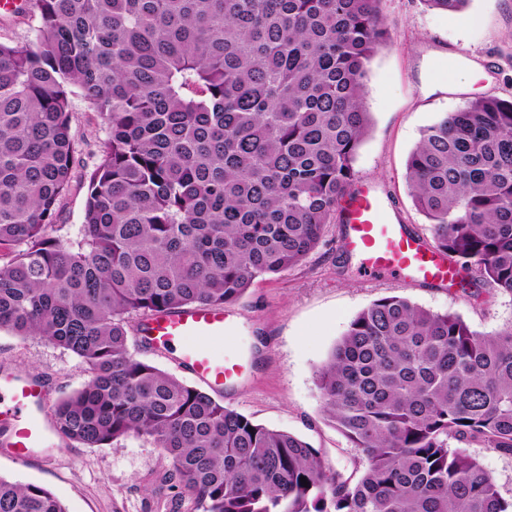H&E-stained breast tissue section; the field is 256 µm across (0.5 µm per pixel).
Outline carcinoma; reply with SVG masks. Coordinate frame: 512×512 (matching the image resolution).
Here are the masks:
<instances>
[{
	"label": "carcinoma",
	"mask_w": 512,
	"mask_h": 512,
	"mask_svg": "<svg viewBox=\"0 0 512 512\" xmlns=\"http://www.w3.org/2000/svg\"><path fill=\"white\" fill-rule=\"evenodd\" d=\"M456 14L470 0H423ZM0 42V330L81 358L49 408L85 448L152 440L172 512H512L467 446L512 455V325L478 333L401 296L360 311L317 371L351 472L139 359L131 321L237 302L342 219L370 129L381 0H26ZM106 126L82 235L58 234L75 166L71 97ZM406 179L434 248L512 294V100L429 126ZM306 477L303 486L300 477ZM0 512H67L0 476ZM37 19L24 13L0 11V42L24 46L34 38Z\"/></svg>",
	"instance_id": "cac0c4a2"
}]
</instances>
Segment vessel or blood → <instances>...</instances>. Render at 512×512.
I'll return each instance as SVG.
<instances>
[{"instance_id": "b4317fda", "label": "vessel or blood", "mask_w": 512, "mask_h": 512, "mask_svg": "<svg viewBox=\"0 0 512 512\" xmlns=\"http://www.w3.org/2000/svg\"><path fill=\"white\" fill-rule=\"evenodd\" d=\"M343 244L357 253L364 270L398 280L444 284L452 281L448 261L419 235L388 216L375 189L352 193L343 209ZM223 309L187 307L148 320L142 330L147 346L176 352L182 366L215 390L239 373L238 363L217 357L211 345L232 334ZM49 396L39 381L18 375L0 376V403L6 407L9 445L17 462L30 459L48 430Z\"/></svg>"}]
</instances>
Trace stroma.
Segmentation results:
<instances>
[{
    "label": "stroma",
    "instance_id": "1",
    "mask_svg": "<svg viewBox=\"0 0 512 512\" xmlns=\"http://www.w3.org/2000/svg\"><path fill=\"white\" fill-rule=\"evenodd\" d=\"M390 43L368 65L365 106L371 131L354 161L358 184L372 186L392 216L423 238L431 232L406 180L409 154L426 127L478 97L512 99V0H470L460 13L428 8L423 0H381ZM76 169L59 202L61 235L76 238L83 222L85 169L106 137L101 119L73 98ZM329 225L320 246L299 266L259 278L225 306L235 339L219 352L235 356L240 375L217 399L266 427L301 436L336 469H350L356 451L326 420L317 369L357 313L375 300L403 296L434 312H452L480 333L512 324V295L482 283H401L367 276ZM0 373L40 380L59 399L79 389L86 366L76 355L34 337L0 330ZM171 466L149 440L131 437L107 448L71 445L56 433L17 463L0 444V476L51 490L67 512H171V490L158 476Z\"/></svg>",
    "mask_w": 512,
    "mask_h": 512
}]
</instances>
